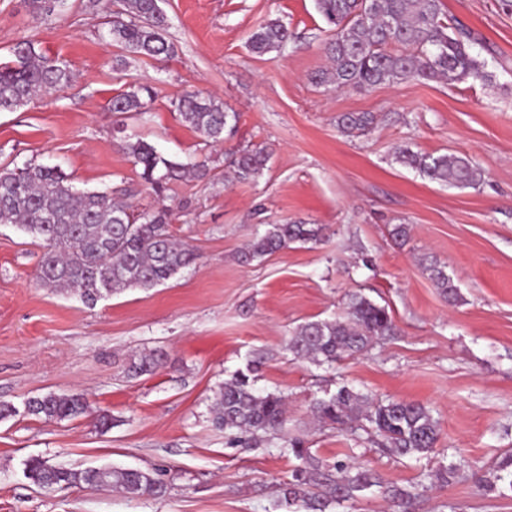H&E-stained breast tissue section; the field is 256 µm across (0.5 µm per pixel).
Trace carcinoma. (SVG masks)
Returning <instances> with one entry per match:
<instances>
[{
  "instance_id": "cac0c4a2",
  "label": "carcinoma",
  "mask_w": 512,
  "mask_h": 512,
  "mask_svg": "<svg viewBox=\"0 0 512 512\" xmlns=\"http://www.w3.org/2000/svg\"><path fill=\"white\" fill-rule=\"evenodd\" d=\"M316 8L333 31L326 45L331 67L314 76L318 84L336 89L374 87L408 80L450 81L488 77L485 61L473 51L471 33L461 24L444 21L442 0H315ZM124 9L111 21L112 44L122 54L115 67L126 64V55L161 60L174 53L167 39L168 21L159 0H123ZM288 27L279 20L260 24L248 47L258 55L280 51L288 43ZM14 59L0 63V111L13 112L33 98L72 81L69 67L35 48L23 38L13 49ZM154 96L143 85L114 96L110 110L118 114L143 112ZM182 120L215 144L224 143L234 126L224 104L200 94L179 99ZM376 117L370 112L340 116L344 133L366 132ZM127 153L141 168L140 176L158 195L176 180H205L211 169L203 162L183 164L161 156L143 140L128 141ZM396 160L428 179L455 187H476L482 170L465 155L414 152L400 145ZM269 154L240 149L230 166L242 178L259 175ZM133 206L107 190L79 191L58 166L25 164L0 169V224H12L43 244L38 277L47 288L70 291L94 304L126 288H152L190 265L195 255L170 231L172 210L162 204L132 219ZM313 224H274L256 237L244 252L247 260L270 255L295 242L318 238ZM441 293L457 299L458 289L447 271L428 267ZM395 334L393 320L383 306L354 293L346 314L334 320L310 321L299 326L288 340V351L319 366L332 365L347 356L361 355L374 342ZM90 405L81 391L47 393L29 399L25 411L46 420L75 419L89 414ZM311 411L323 423L348 428L364 421L382 438L384 449L396 457L420 459L433 452L439 438L438 421L420 403L400 400L374 402L346 385L312 400ZM213 423L229 434V444L255 448L264 438L284 431L287 404L275 393L260 394L254 388L252 369L238 371L224 380L210 408ZM284 450L296 465L292 479L279 486V498L289 512H332L358 499L374 486H382L376 472L344 461L325 462L301 442L288 441ZM458 464L441 465L422 477L437 483L454 478ZM28 478L39 487L54 490L85 485L112 488L130 498L157 497L166 492L161 474L141 469L96 467L72 470L34 458L27 465ZM512 488V454L493 469L489 489L497 482ZM384 487V486H382ZM384 494L400 506L415 497L414 486H385Z\"/></svg>"
}]
</instances>
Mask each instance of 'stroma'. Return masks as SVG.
Listing matches in <instances>:
<instances>
[{"label":"stroma","mask_w":512,"mask_h":512,"mask_svg":"<svg viewBox=\"0 0 512 512\" xmlns=\"http://www.w3.org/2000/svg\"><path fill=\"white\" fill-rule=\"evenodd\" d=\"M68 0L46 17L27 0H0V61L21 38L67 63L68 88L0 112V168L60 166L80 189L121 191L136 211L167 205L170 230L196 260L166 283L128 288L96 305L36 277L39 241L0 224V512H286L277 497L297 464L274 444L229 447L209 408L225 379L257 364L254 386L288 403L287 435L324 459L375 469L384 483L415 485L413 512H512V487H479L512 450V7L504 0H444L448 20L468 26L490 80H408L369 89L316 84L329 69L331 32L315 0H165L174 55L128 59L116 70L108 23L119 0ZM278 19L292 38L252 53L250 34ZM156 89L144 113L115 116L113 96ZM223 102L234 134L210 143L176 109L186 93ZM373 113L348 136L337 120ZM144 140L165 158L207 161L215 176L184 179L156 195L124 150ZM407 145L464 155L484 174L474 188L434 182L397 162ZM271 154L257 177L228 169L233 149ZM318 225V241L242 262L271 225ZM408 227L396 241L395 225ZM444 265L458 289L448 302L429 277ZM360 292L387 308L398 333L364 354L316 366L286 348L300 324L344 316ZM162 355L152 372L132 367ZM349 385L372 400L426 405L438 420L430 457L397 459L362 429L311 414L313 396ZM83 391L89 418L48 421L23 413L49 392ZM82 470L107 465L162 471L159 498L131 499L81 486L44 490L26 476L34 458ZM461 462L433 484L421 470Z\"/></svg>","instance_id":"35a3bbf8"}]
</instances>
